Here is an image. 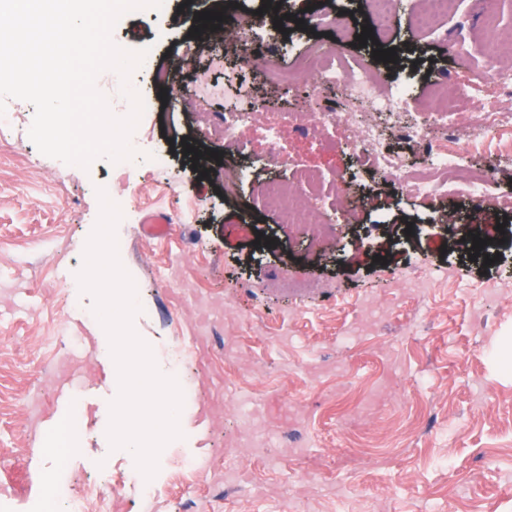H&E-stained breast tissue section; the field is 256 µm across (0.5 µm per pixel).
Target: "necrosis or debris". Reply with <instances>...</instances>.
Here are the masks:
<instances>
[{
  "mask_svg": "<svg viewBox=\"0 0 512 512\" xmlns=\"http://www.w3.org/2000/svg\"><path fill=\"white\" fill-rule=\"evenodd\" d=\"M238 2L224 0V32L233 37L242 51L241 60L246 63L253 55L256 32L279 22L274 8L256 15L239 7ZM279 24L286 29L292 26L287 19ZM302 65L321 82L343 86L349 98L363 105L368 114L385 112L401 118L402 136L420 145L428 155L426 165L413 167L404 156L384 147L377 126L359 124L356 113L312 114L310 126L326 133L345 131V146L376 172L404 185L416 196L436 197L453 192L478 204L491 198L499 207L512 211L511 195H493L490 168H475L472 161L474 149L489 139L512 150V140L507 137L512 130V113L477 108L489 88L512 90V69L491 65L474 71L466 83L437 85L425 106L419 108L405 85L381 88L370 77L363 57L345 56L338 49L316 44L304 54ZM309 181V174L301 172L290 187L271 182L262 190L266 206L279 213L282 223L300 233L315 223L320 209L319 199L307 195Z\"/></svg>",
  "mask_w": 512,
  "mask_h": 512,
  "instance_id": "4bbe7bcc",
  "label": "necrosis or debris"
}]
</instances>
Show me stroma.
<instances>
[{"label":"stroma","instance_id":"1","mask_svg":"<svg viewBox=\"0 0 512 512\" xmlns=\"http://www.w3.org/2000/svg\"><path fill=\"white\" fill-rule=\"evenodd\" d=\"M182 2L123 16L112 30L119 47L150 48L152 69L184 91L172 103L147 73H134L144 105L135 157H100L84 169L0 131V512H34L49 485L74 494L106 481L112 512H512V297L492 304L474 294L481 284L512 290V247L489 266L471 259L441 226L452 210L471 211L468 200L411 195L353 152L287 123L289 112L358 109L342 87L320 86L311 100V77L287 93L269 77L264 50L295 70L311 30L259 33L263 51L246 64L227 43L191 58L194 14L212 0H195L191 12ZM410 3L401 0L385 38L406 52L399 68L355 40L342 50L424 99L435 83L463 82L486 62L480 55L463 67L449 40L486 33L471 0H458L436 34L415 27ZM214 53L224 64L210 84L241 78L261 106L238 142L219 133L234 99L196 94V71ZM271 126L281 130L279 161L265 137ZM187 142L240 166L246 180L228 189L218 173H201L183 153ZM300 170L350 173L360 204L348 223L304 240L263 206L265 184H288ZM100 187L127 203L116 236L141 306L133 328L160 372L177 376L184 411L208 413L206 440L183 428L150 480L132 454L110 447L112 356L77 279ZM159 212L170 233L147 238L143 222ZM409 223L419 232L407 240ZM421 269L435 283L427 295L399 287ZM292 280L309 286L289 291ZM65 354L95 392L92 404L73 405L75 446L66 452L50 413ZM247 415L265 448L226 452Z\"/></svg>","mask_w":512,"mask_h":512}]
</instances>
